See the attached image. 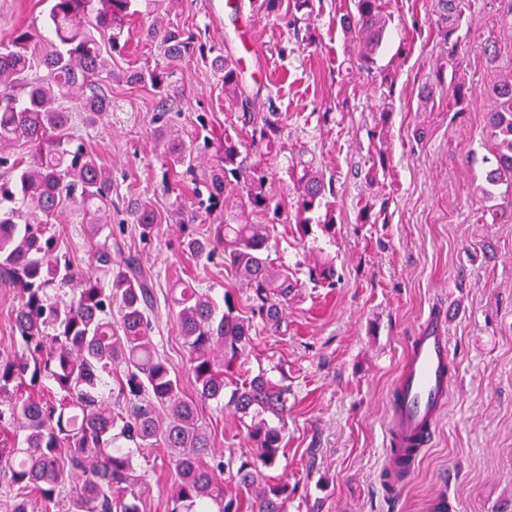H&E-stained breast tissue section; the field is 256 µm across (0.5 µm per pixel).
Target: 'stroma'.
Here are the masks:
<instances>
[{
  "label": "stroma",
  "mask_w": 512,
  "mask_h": 512,
  "mask_svg": "<svg viewBox=\"0 0 512 512\" xmlns=\"http://www.w3.org/2000/svg\"><path fill=\"white\" fill-rule=\"evenodd\" d=\"M465 3L460 112L449 110L444 89L428 110L419 105L442 54L431 0H385L390 21L369 70L359 67L338 23L350 0H314L295 29L284 15L257 9L248 35L262 68L244 73L237 103L225 100L211 61L239 52L240 25L215 0H176L170 15L200 34L207 54L167 66L157 49L139 41L138 31L151 23L141 14L127 23L128 41L112 56L121 74L170 67L181 94L173 126L186 140L207 139L214 148L225 135L238 138L243 154L268 170L266 190L283 210L297 195V161L314 162L331 186L325 202L335 239L324 251L300 244L280 222L271 257L288 265L300 288L280 330L257 327L241 358L254 374L279 366L290 389L284 453L270 471L292 490L286 512H427L435 496L448 498L452 512H512V217L493 218L491 201L478 190L480 158L491 148V89L512 70V0ZM47 8L46 0H0V39ZM386 76L393 87L383 86ZM110 93L114 112L91 126L76 122L73 133L112 172L113 219L124 218L134 198L156 202L150 239L130 223L116 238L155 274L152 336L189 394L194 381L172 289L189 281L216 299L231 295L241 314L248 293L223 261L198 260L182 249L189 232H206L218 218L201 211L191 182L163 191L154 91L119 80ZM387 100L392 113L382 128ZM248 112L279 125L271 150L252 146ZM365 206L373 223L360 219ZM322 253L333 262L335 287L308 281L307 266ZM442 308L449 312L455 369L448 410L409 477L389 489L384 457L395 378L411 336ZM202 415L215 456L248 452L232 409L211 405ZM139 462L142 512H170L172 467L158 450Z\"/></svg>",
  "instance_id": "obj_1"
}]
</instances>
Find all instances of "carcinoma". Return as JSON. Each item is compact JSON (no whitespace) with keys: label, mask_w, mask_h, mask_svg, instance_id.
<instances>
[{"label":"carcinoma","mask_w":512,"mask_h":512,"mask_svg":"<svg viewBox=\"0 0 512 512\" xmlns=\"http://www.w3.org/2000/svg\"><path fill=\"white\" fill-rule=\"evenodd\" d=\"M158 9L159 0H49L42 27H21L0 42V152L26 146L30 161L0 157V285L17 290L13 311L16 350L0 359V463L9 476L0 482L4 512H33V504H62L65 512H140L138 486L144 482L137 454L162 451L175 472L170 512H242L243 503L224 496V472L238 486L255 491L252 512H286L288 484L265 480L282 452L288 386L261 371L242 374L236 364L257 326L279 328L282 312L295 296L297 281L288 266L269 259L277 225L251 215H279L281 206L265 190L266 171L240 160L239 143L224 136L220 163L200 168L201 150L170 124L168 113L179 92L161 69L134 71L127 80L149 85L158 96L153 135L164 149L168 175L202 181L206 209L224 212V189L241 184L249 213L224 217L202 234L189 233L183 251L194 258L224 259L249 289L251 316L219 305L208 290L182 283L172 301L188 351L194 392L184 393L176 368L153 343L156 305L153 273L126 253L108 232L112 212V172L74 138L73 113L89 124L112 112L106 86L112 82L107 52L120 46L125 23L139 13L138 2ZM437 31L454 63L463 0H435ZM355 11L340 18L368 69L388 26L382 0H354ZM108 38H103V34ZM141 39L176 61L205 43L178 25L154 22ZM224 98L241 95L242 75L227 57L214 62ZM496 107L487 113L492 157L483 163L486 199H501L497 212L512 209V71L494 83ZM279 128L269 119L252 124V141L271 148ZM295 233L305 241L325 194L323 176L300 162ZM71 206L88 217L89 265L74 263L51 224ZM131 223L148 236L157 223L151 198L127 209ZM316 286H335L332 263L307 270ZM229 400H224L226 389ZM229 404L251 419L246 439L253 452L224 462L211 453L212 431L200 408Z\"/></svg>","instance_id":"obj_1"}]
</instances>
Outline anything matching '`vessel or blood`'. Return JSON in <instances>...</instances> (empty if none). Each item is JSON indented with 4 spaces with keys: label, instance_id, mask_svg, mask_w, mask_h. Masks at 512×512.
<instances>
[{
    "label": "vessel or blood",
    "instance_id": "b4317fda",
    "mask_svg": "<svg viewBox=\"0 0 512 512\" xmlns=\"http://www.w3.org/2000/svg\"><path fill=\"white\" fill-rule=\"evenodd\" d=\"M452 359L443 318L429 317L413 340L394 387L385 463L391 479L406 475L434 437L448 406Z\"/></svg>",
    "mask_w": 512,
    "mask_h": 512
}]
</instances>
